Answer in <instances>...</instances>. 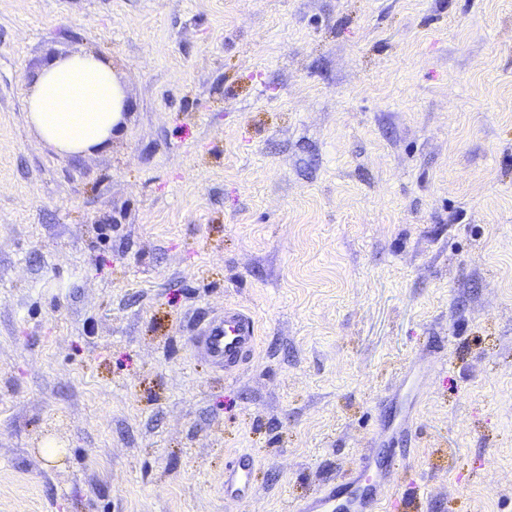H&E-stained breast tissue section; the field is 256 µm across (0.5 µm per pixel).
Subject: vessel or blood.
I'll return each instance as SVG.
<instances>
[{"mask_svg":"<svg viewBox=\"0 0 512 512\" xmlns=\"http://www.w3.org/2000/svg\"><path fill=\"white\" fill-rule=\"evenodd\" d=\"M254 317L236 306L225 307L192 338L196 353L215 369L231 377L238 373L257 344ZM411 416L396 427L401 447L389 449L387 456L362 455L355 475L328 483L319 494L303 501L294 512H410L405 497H385L384 488L397 487L398 468L408 456L404 444L410 439ZM255 461L251 454L232 458L224 468V499L235 502L253 495Z\"/></svg>","mask_w":512,"mask_h":512,"instance_id":"1","label":"vessel or blood"}]
</instances>
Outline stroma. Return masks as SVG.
Wrapping results in <instances>:
<instances>
[{"label":"stroma","instance_id":"1","mask_svg":"<svg viewBox=\"0 0 512 512\" xmlns=\"http://www.w3.org/2000/svg\"><path fill=\"white\" fill-rule=\"evenodd\" d=\"M83 52L128 111L62 156L26 99ZM408 369L398 493L512 512V0H0V512H292ZM254 317L237 306L224 307L192 338L196 353L224 377L238 373L257 345ZM255 461L251 454L242 453L232 458L224 468L225 502L241 501L253 495Z\"/></svg>","mask_w":512,"mask_h":512}]
</instances>
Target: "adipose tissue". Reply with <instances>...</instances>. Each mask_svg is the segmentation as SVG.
<instances>
[{
  "label": "adipose tissue",
  "mask_w": 512,
  "mask_h": 512,
  "mask_svg": "<svg viewBox=\"0 0 512 512\" xmlns=\"http://www.w3.org/2000/svg\"><path fill=\"white\" fill-rule=\"evenodd\" d=\"M126 108L110 63L94 53H76L39 71L26 100V117L44 142L74 156L108 145Z\"/></svg>",
  "instance_id": "ef3b65f1"
}]
</instances>
